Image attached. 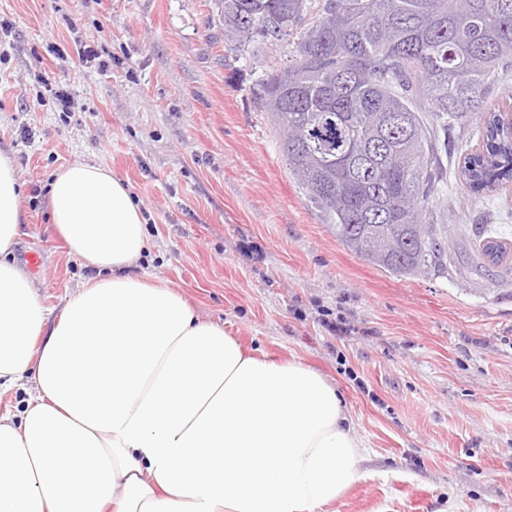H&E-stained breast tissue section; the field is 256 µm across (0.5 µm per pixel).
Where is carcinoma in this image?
<instances>
[{
	"mask_svg": "<svg viewBox=\"0 0 512 512\" xmlns=\"http://www.w3.org/2000/svg\"><path fill=\"white\" fill-rule=\"evenodd\" d=\"M239 51L291 46L254 97L272 113L288 170L336 238L399 277L457 272L430 200L444 182L438 149L475 117L487 167L461 169L477 195L512 181V136L487 107L512 64V0H214ZM473 251L512 273L489 226Z\"/></svg>",
	"mask_w": 512,
	"mask_h": 512,
	"instance_id": "carcinoma-1",
	"label": "carcinoma"
}]
</instances>
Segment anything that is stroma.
<instances>
[{
  "label": "stroma",
  "mask_w": 512,
  "mask_h": 512,
  "mask_svg": "<svg viewBox=\"0 0 512 512\" xmlns=\"http://www.w3.org/2000/svg\"><path fill=\"white\" fill-rule=\"evenodd\" d=\"M82 44L97 61H76ZM287 53L236 51L214 0H0V147L25 212L13 256L40 253L38 297L61 311L93 272L54 234L48 190L73 162L109 166L147 219L137 274L342 394L368 451L330 512H512V284L487 270L399 277L336 238L250 91ZM458 164L436 203L449 245L479 224L512 242V183L472 194ZM337 314L340 338L323 325Z\"/></svg>",
  "instance_id": "stroma-1"
}]
</instances>
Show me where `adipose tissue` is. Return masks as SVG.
Segmentation results:
<instances>
[{"label":"adipose tissue","mask_w":512,"mask_h":512,"mask_svg":"<svg viewBox=\"0 0 512 512\" xmlns=\"http://www.w3.org/2000/svg\"><path fill=\"white\" fill-rule=\"evenodd\" d=\"M93 278L59 314L11 254L20 186L0 149V512H328L364 478L336 387L202 320L171 287L129 274L146 218L111 169L77 161L48 199Z\"/></svg>","instance_id":"ef3b65f1"}]
</instances>
